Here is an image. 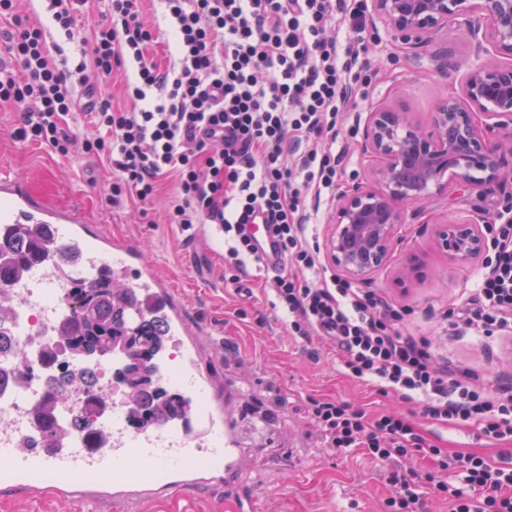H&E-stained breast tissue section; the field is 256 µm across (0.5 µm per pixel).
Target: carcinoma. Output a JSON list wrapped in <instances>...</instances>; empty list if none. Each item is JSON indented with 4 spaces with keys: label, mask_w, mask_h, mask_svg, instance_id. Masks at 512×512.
Here are the masks:
<instances>
[{
    "label": "carcinoma",
    "mask_w": 512,
    "mask_h": 512,
    "mask_svg": "<svg viewBox=\"0 0 512 512\" xmlns=\"http://www.w3.org/2000/svg\"><path fill=\"white\" fill-rule=\"evenodd\" d=\"M50 246L44 230L32 224L19 225L0 250L8 251V260L0 261V285L22 275L40 253ZM72 314L59 326L60 347L79 360L107 362L112 359V345L124 344L136 356H148L146 372L132 371L125 362L114 372L131 401L128 418L135 427L179 420L189 412V401L171 393L159 377L156 356L165 349L167 331L164 321L152 314L149 299H141L120 287L108 273L93 281H80L71 288ZM85 381L68 375L58 381V389L34 403L32 414L42 434V445L49 447L58 436L56 419L69 396L82 389Z\"/></svg>",
    "instance_id": "cac0c4a2"
}]
</instances>
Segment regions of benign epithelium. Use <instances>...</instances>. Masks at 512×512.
<instances>
[{
    "instance_id": "1",
    "label": "benign epithelium",
    "mask_w": 512,
    "mask_h": 512,
    "mask_svg": "<svg viewBox=\"0 0 512 512\" xmlns=\"http://www.w3.org/2000/svg\"><path fill=\"white\" fill-rule=\"evenodd\" d=\"M373 15L413 50L433 44L448 24L465 19L476 52L512 57V0H372ZM512 64L470 65L461 94H444L422 124L404 105L379 103L363 127L361 152L375 184L358 182L338 196L324 239L329 262L366 281L387 266L399 228L452 189L482 199L512 188ZM435 249L448 261L481 256L487 240L476 222L439 224Z\"/></svg>"
}]
</instances>
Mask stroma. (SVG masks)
Masks as SVG:
<instances>
[{"label": "stroma", "instance_id": "obj_1", "mask_svg": "<svg viewBox=\"0 0 512 512\" xmlns=\"http://www.w3.org/2000/svg\"><path fill=\"white\" fill-rule=\"evenodd\" d=\"M362 39L367 81L357 107L339 116L340 134L332 149L346 157L337 189L322 201L319 222L312 228L320 239L332 220L337 190L368 178L360 143L371 104H403L419 120H428L440 92L461 90L459 73L440 68L435 48L448 47L462 66L475 60L470 43L452 28L416 54L401 48L378 22H367ZM14 120V108L0 106V173L20 179L34 195L57 206L81 199L96 231L137 242L146 264L185 302L191 324L202 336L221 340L219 348L203 347L200 367L215 377L214 395L250 449L239 483L195 489L180 497L160 492L141 502L140 512H238L245 498L258 499L261 512H384V500L395 492L391 468L371 462L360 448L325 447L310 415L315 398L334 399L370 414L392 410L448 452H478L501 460V442L485 437L476 425L433 422L421 404L379 394L374 384L349 377L331 344L292 336L284 312L271 304L272 275L250 265L239 283H232L223 248L206 235L186 241L179 226L169 223L171 183L162 185L149 206L130 200L112 207L106 200L108 170L13 140ZM480 206L491 211L493 223H503L501 194L483 201L447 193L437 197L427 223L403 226L395 263L375 273L363 288L401 313L403 333L429 338L437 356L472 370L473 385L491 395L501 382L512 380V334L486 338L448 331V316L465 306L483 261L456 265L432 244L435 225L468 221ZM414 255L423 262L420 275L400 287L398 270ZM0 512H94V506L81 498L59 497L48 488L0 485Z\"/></svg>", "mask_w": 512, "mask_h": 512}]
</instances>
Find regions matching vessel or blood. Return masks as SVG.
Listing matches in <instances>:
<instances>
[{"label":"vessel or blood","mask_w":512,"mask_h":512,"mask_svg":"<svg viewBox=\"0 0 512 512\" xmlns=\"http://www.w3.org/2000/svg\"><path fill=\"white\" fill-rule=\"evenodd\" d=\"M88 222L81 207L59 208L34 196L24 182L0 178V227L39 224L51 238L50 249L16 280V287L42 288L52 295L106 271L120 274L127 287L152 299L169 334L182 338L183 361L169 379L190 396L193 407L173 424L113 426L111 438L94 451L67 432L52 448H26L16 437L1 435L0 484L32 490L45 484L61 496L78 493L95 503H110L117 512H136L158 488L181 494L215 483L232 485L243 451L223 410L212 401L214 380L199 366L197 330L187 322L183 304L165 279L145 264L134 243L91 233ZM250 231L266 269L281 267L265 225H251Z\"/></svg>","instance_id":"vessel-or-blood-1"}]
</instances>
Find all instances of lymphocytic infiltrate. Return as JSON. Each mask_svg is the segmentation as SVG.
<instances>
[{"label": "lymphocytic infiltrate", "mask_w": 512, "mask_h": 512, "mask_svg": "<svg viewBox=\"0 0 512 512\" xmlns=\"http://www.w3.org/2000/svg\"><path fill=\"white\" fill-rule=\"evenodd\" d=\"M145 0H107L90 32L79 23L87 0H47L75 68L48 54L43 29L21 0H0V46L19 73L0 69V103L20 110L14 136L66 157L81 151L116 172L107 199L153 202L173 178L170 223L194 239L200 221L217 225L235 269L260 264L249 234L267 225L284 257L274 293L295 335L334 344L350 376L380 393L421 401L440 423H473L486 437L512 439V387L496 399L463 383L436 360L428 340L404 335L399 313L382 297L336 279L309 233L319 199L336 185L343 157L311 148L337 138L340 111L365 83L364 0H162L177 62L160 68L147 55L153 33L141 19ZM138 67L125 87L129 109L112 108L109 89L126 61ZM92 70L81 99L70 73ZM84 111L92 136L69 122ZM488 255L469 307L454 332L512 331V224L487 226ZM311 416L328 447L362 448L377 463L399 465L420 454L441 473L433 490L450 512H512V466L479 453L448 454L405 418L312 400Z\"/></svg>", "instance_id": "obj_1"}]
</instances>
